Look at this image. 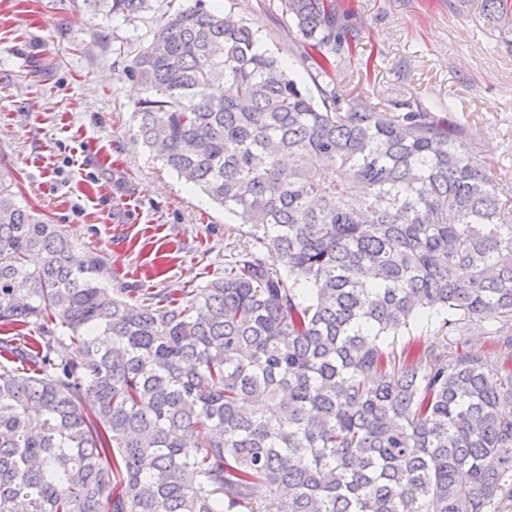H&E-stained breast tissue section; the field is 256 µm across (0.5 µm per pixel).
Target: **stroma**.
Instances as JSON below:
<instances>
[{
    "mask_svg": "<svg viewBox=\"0 0 512 512\" xmlns=\"http://www.w3.org/2000/svg\"><path fill=\"white\" fill-rule=\"evenodd\" d=\"M359 31L334 82L367 73L394 112L427 107L465 125L497 161L512 193V25L486 19L482 0H336ZM186 0H150L124 19L84 0H0V154L22 205L72 232L76 257L102 256L110 286L196 288L223 275L239 220L186 186L133 138L137 52ZM246 20L300 82L303 43L280 0H220Z\"/></svg>",
    "mask_w": 512,
    "mask_h": 512,
    "instance_id": "stroma-1",
    "label": "stroma"
}]
</instances>
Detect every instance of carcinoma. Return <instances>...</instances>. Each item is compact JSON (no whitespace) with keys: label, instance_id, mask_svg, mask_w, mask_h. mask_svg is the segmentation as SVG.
<instances>
[{"label":"carcinoma","instance_id":"1","mask_svg":"<svg viewBox=\"0 0 512 512\" xmlns=\"http://www.w3.org/2000/svg\"><path fill=\"white\" fill-rule=\"evenodd\" d=\"M129 18L149 0H85ZM512 18V0H485ZM313 87L190 0L133 58L135 136L249 226L224 276L131 303L0 167V512H495L512 501V196L466 128L330 76L357 30L281 0ZM336 168V181L322 179ZM278 254L274 269L264 252ZM438 324L453 351L414 340ZM505 330H507V328L502 327L497 321H491L485 323L482 329H474L472 332L465 335L469 348L475 351L485 352V371L493 376L504 374L506 369L502 363V359L490 350L491 342L495 335ZM424 339L434 340L439 346L440 350L448 351L453 349L455 343H453L454 336H441L436 333V325L434 323L427 325L425 323H419L416 326H411L409 333L405 332L404 335L398 336L396 340V347L398 350L412 339Z\"/></svg>","mask_w":512,"mask_h":512}]
</instances>
